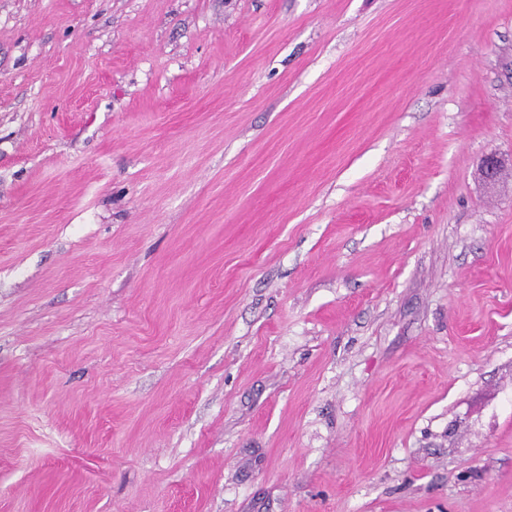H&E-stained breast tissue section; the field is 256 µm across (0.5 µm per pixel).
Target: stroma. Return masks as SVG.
<instances>
[{
	"label": "stroma",
	"mask_w": 512,
	"mask_h": 512,
	"mask_svg": "<svg viewBox=\"0 0 512 512\" xmlns=\"http://www.w3.org/2000/svg\"><path fill=\"white\" fill-rule=\"evenodd\" d=\"M0 512H512V0H0Z\"/></svg>",
	"instance_id": "obj_1"
}]
</instances>
